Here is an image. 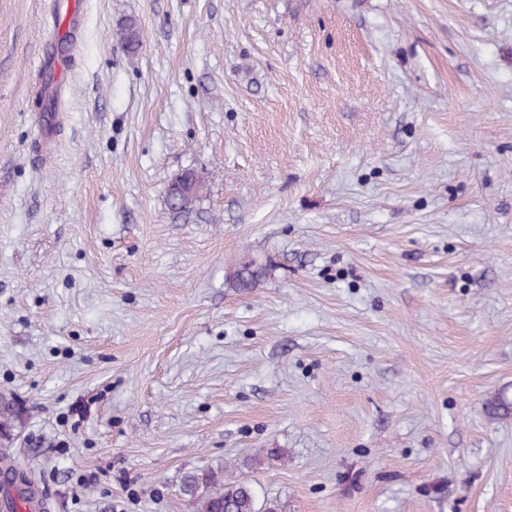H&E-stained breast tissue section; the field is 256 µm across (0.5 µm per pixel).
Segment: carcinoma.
I'll return each instance as SVG.
<instances>
[{
    "label": "carcinoma",
    "mask_w": 512,
    "mask_h": 512,
    "mask_svg": "<svg viewBox=\"0 0 512 512\" xmlns=\"http://www.w3.org/2000/svg\"><path fill=\"white\" fill-rule=\"evenodd\" d=\"M203 191V183L194 178L180 184L174 197L168 199L169 208L183 212L191 208ZM489 413L509 417L512 399L507 392H500L487 403ZM19 412L14 403L0 397V463L11 461L8 444ZM180 494L196 506V512H287V507L277 498L258 501L257 491L245 476L224 474V468H203L190 471L181 479Z\"/></svg>",
    "instance_id": "carcinoma-1"
}]
</instances>
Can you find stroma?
Instances as JSON below:
<instances>
[{"label": "stroma", "mask_w": 512, "mask_h": 512, "mask_svg": "<svg viewBox=\"0 0 512 512\" xmlns=\"http://www.w3.org/2000/svg\"><path fill=\"white\" fill-rule=\"evenodd\" d=\"M49 6L0 0V486L512 512V0H86L44 140ZM203 191V183L195 178L188 179L180 184L174 198L167 199L169 208L175 212L189 210L198 200ZM19 412L14 403L0 397V463L11 462V454L8 444L11 439V431L15 421L18 420ZM243 468H251L248 460L240 465L237 477L224 475V467L187 472L180 482V494L196 506V512H286L277 498H264L259 505L257 491Z\"/></svg>", "instance_id": "stroma-1"}]
</instances>
